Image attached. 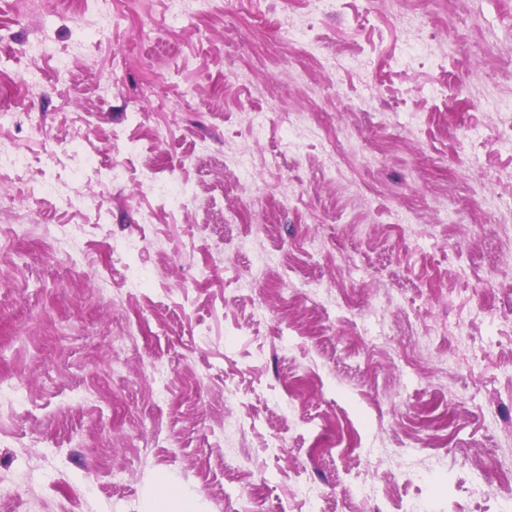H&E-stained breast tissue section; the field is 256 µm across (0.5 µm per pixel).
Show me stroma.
I'll use <instances>...</instances> for the list:
<instances>
[{"label": "stroma", "instance_id": "stroma-1", "mask_svg": "<svg viewBox=\"0 0 512 512\" xmlns=\"http://www.w3.org/2000/svg\"><path fill=\"white\" fill-rule=\"evenodd\" d=\"M46 2L44 32L0 0V71L47 87L41 131L0 130L31 155L0 175V225L31 219L0 243V480L28 472L0 512H142L162 474L204 512H503L512 152L487 106L512 99V0H209L183 28L111 0L101 37L97 0ZM36 178L84 206L30 202Z\"/></svg>", "mask_w": 512, "mask_h": 512}]
</instances>
